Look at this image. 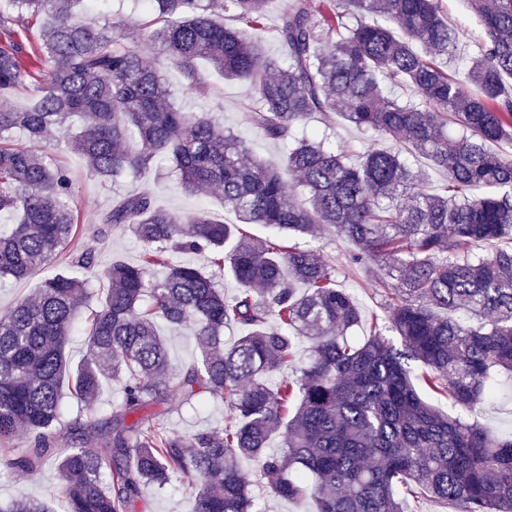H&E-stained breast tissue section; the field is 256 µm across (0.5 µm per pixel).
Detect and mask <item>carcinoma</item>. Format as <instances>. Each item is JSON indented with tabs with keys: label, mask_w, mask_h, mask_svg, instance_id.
Here are the masks:
<instances>
[{
	"label": "carcinoma",
	"mask_w": 512,
	"mask_h": 512,
	"mask_svg": "<svg viewBox=\"0 0 512 512\" xmlns=\"http://www.w3.org/2000/svg\"><path fill=\"white\" fill-rule=\"evenodd\" d=\"M90 2L0 0V214L14 216L0 227V278L69 258L68 271L0 312V457L30 473L57 461L67 512H134L142 486L174 480L193 489V512H261L245 460L259 462L272 496H310L316 512H405L397 488L407 480L454 512H512V438L469 417L495 393V375L512 374V152L490 149L512 141V95L503 91L512 0H469L485 38L463 79L444 66L460 32L440 0H287L274 29L280 58L260 48L269 0H139V47L126 42L124 20L86 22ZM230 7L242 28L224 24ZM31 21L41 41L28 48L21 31ZM142 46L166 56L187 95L211 92L202 62L249 83V122L284 146L281 166L255 158L212 113L173 105ZM31 79L42 94L18 108L8 94ZM331 112L373 134L359 163L307 132L311 115ZM60 139L100 181L140 177L166 157L186 192L216 186L237 217L177 214L145 192L113 202L97 236L132 235L140 262L104 271L74 366L66 345L80 297L95 296L79 276L93 256L76 243L73 178L47 151ZM419 159L447 175L442 191ZM290 173L299 202L288 200ZM252 224L280 240L251 237L242 226ZM321 226L351 243L350 266L380 267L378 293L402 349L379 330L347 338L362 323L356 302L337 287L334 265L298 243ZM495 240L510 246L481 253ZM178 253L212 256L239 293L224 296L219 274L173 261ZM160 320L193 328L199 358L176 373ZM234 326L243 335L227 346L224 329ZM412 361L457 412L421 397ZM66 376L90 414L106 379L122 382L121 401L61 430ZM172 391L223 401V427H163L147 408ZM276 435L281 450L270 453ZM59 437L70 445L60 458ZM0 512L49 509L25 498Z\"/></svg>",
	"instance_id": "1"
}]
</instances>
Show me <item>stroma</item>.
Listing matches in <instances>:
<instances>
[{
    "label": "stroma",
    "instance_id": "1",
    "mask_svg": "<svg viewBox=\"0 0 512 512\" xmlns=\"http://www.w3.org/2000/svg\"><path fill=\"white\" fill-rule=\"evenodd\" d=\"M441 6L449 24L463 36V53H477L484 34L467 0H442ZM144 59L148 65L163 67L172 98L179 108L188 112L213 113L226 130L247 141L254 156L269 165L280 166L284 152L282 145L260 137L248 122L245 107L252 101L248 83L218 77L214 80L216 95L206 98L189 97L182 91L180 73L164 67L163 54L149 52ZM307 128L327 135L338 152L348 155L361 151L370 142L368 133L347 125L335 114L311 119ZM49 152L58 164L70 170L74 176L70 205L78 226L79 244L94 256L91 267L81 270L80 275L93 289L101 288L102 272L112 261L134 263L139 259L141 246L131 235L116 231L104 241L96 235L103 216L119 196L148 191L153 194L159 207L181 214L206 211L229 224L235 220L234 214L224 210L221 204L220 189L196 195L183 192L169 160H159L139 178L128 177L103 183L88 176L85 161L72 152L65 141L55 142ZM305 243L308 247L322 251L335 264L338 287L352 295L365 319L364 325L355 328L351 336L357 340L363 339L369 333L368 319L381 311V298L376 291L374 276L349 267L347 258L352 246L336 234L321 231L316 236L306 238ZM67 268V259L61 256L49 270H38L27 279L16 281L0 278V312L7 311L21 299L33 296L46 273L55 274ZM225 412L226 406L219 400H210L192 408L182 404L180 398L176 397L164 406L161 421L168 429L187 434L202 428L222 426ZM476 418L483 427L499 436L512 435V379L499 377L496 396L481 406ZM242 468L252 481V493L261 505V512H315L312 498L284 501L270 496L262 482L258 462L244 461ZM142 495L150 512H192L193 494L182 482H172L161 492L147 486ZM28 496L46 500L55 512H63L65 502L59 491L53 464H46L33 475L7 467L0 469V503Z\"/></svg>",
    "mask_w": 512,
    "mask_h": 512
}]
</instances>
